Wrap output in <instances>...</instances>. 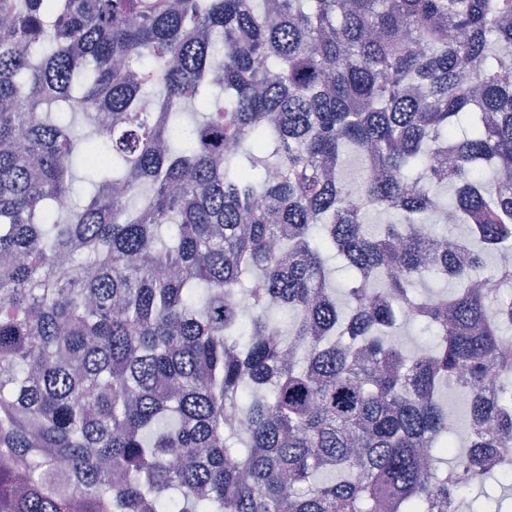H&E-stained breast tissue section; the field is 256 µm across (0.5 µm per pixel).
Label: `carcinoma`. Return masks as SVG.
I'll return each mask as SVG.
<instances>
[{
  "label": "carcinoma",
  "mask_w": 512,
  "mask_h": 512,
  "mask_svg": "<svg viewBox=\"0 0 512 512\" xmlns=\"http://www.w3.org/2000/svg\"><path fill=\"white\" fill-rule=\"evenodd\" d=\"M510 18L0 0V512H473L512 465V386L485 392L512 300L477 288H512ZM78 156L92 193L59 209ZM424 272L457 289L416 297ZM406 309L433 335L411 356ZM449 389L474 434L443 468Z\"/></svg>",
  "instance_id": "obj_1"
}]
</instances>
